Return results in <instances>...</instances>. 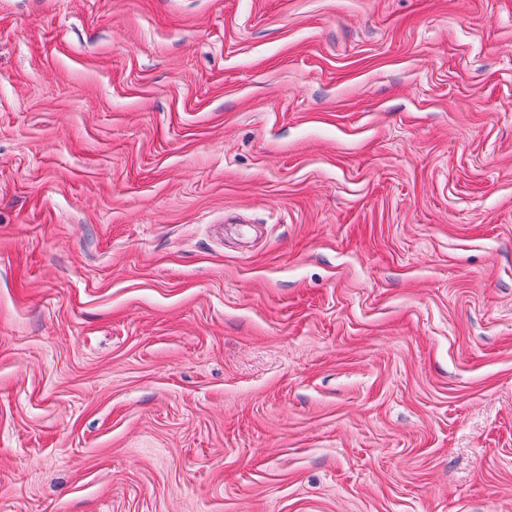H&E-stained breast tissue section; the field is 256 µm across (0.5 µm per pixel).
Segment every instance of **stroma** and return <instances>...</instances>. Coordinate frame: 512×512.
<instances>
[{
  "instance_id": "1",
  "label": "stroma",
  "mask_w": 512,
  "mask_h": 512,
  "mask_svg": "<svg viewBox=\"0 0 512 512\" xmlns=\"http://www.w3.org/2000/svg\"><path fill=\"white\" fill-rule=\"evenodd\" d=\"M0 512H512V0H0Z\"/></svg>"
}]
</instances>
